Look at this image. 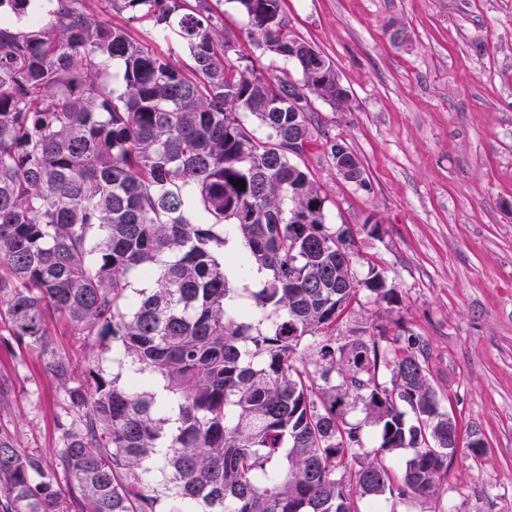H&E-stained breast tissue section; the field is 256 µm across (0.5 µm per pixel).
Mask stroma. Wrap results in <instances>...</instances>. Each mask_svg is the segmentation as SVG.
<instances>
[{"label": "stroma", "mask_w": 512, "mask_h": 512, "mask_svg": "<svg viewBox=\"0 0 512 512\" xmlns=\"http://www.w3.org/2000/svg\"><path fill=\"white\" fill-rule=\"evenodd\" d=\"M87 5L109 25L191 73L182 40L129 21L104 0ZM238 57L298 83L300 70L261 53L233 0H208ZM290 31L328 58L349 94L338 112L313 101L312 141L299 164L326 202L330 230L351 229L360 286L337 342L372 336L426 349L425 368L463 442L436 499L381 500L380 512H512V0H284ZM344 141L366 187L339 176L325 146ZM383 269L396 297L368 290ZM67 360L70 385L88 371L127 376L111 341L49 319L46 350L0 325V432L54 465L69 396L49 369ZM484 444L473 459L469 441Z\"/></svg>", "instance_id": "stroma-1"}]
</instances>
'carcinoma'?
Returning <instances> with one entry per match:
<instances>
[{"label": "carcinoma", "instance_id": "obj_1", "mask_svg": "<svg viewBox=\"0 0 512 512\" xmlns=\"http://www.w3.org/2000/svg\"><path fill=\"white\" fill-rule=\"evenodd\" d=\"M105 2L182 38L192 76L84 0L45 14L0 0V319L44 348L59 314L112 337L135 372L122 383L91 370L90 393L68 391L77 418L58 422L53 467L0 435V512H359V497L433 498L458 425L420 351L330 335L356 290L355 240L329 230L296 162L310 111L289 98L345 110L335 67L290 32L282 0L233 2L248 38L293 62L300 86L233 63L206 0ZM114 59L120 93L107 82ZM297 122L306 137L291 151ZM224 224L239 242L231 263L264 274L249 305L226 273ZM133 277L154 287L132 297ZM318 334L316 358L298 356ZM382 368L389 387L376 382ZM347 399L378 425L375 452L340 413ZM394 450L408 452L398 480L378 459Z\"/></svg>", "mask_w": 512, "mask_h": 512}]
</instances>
